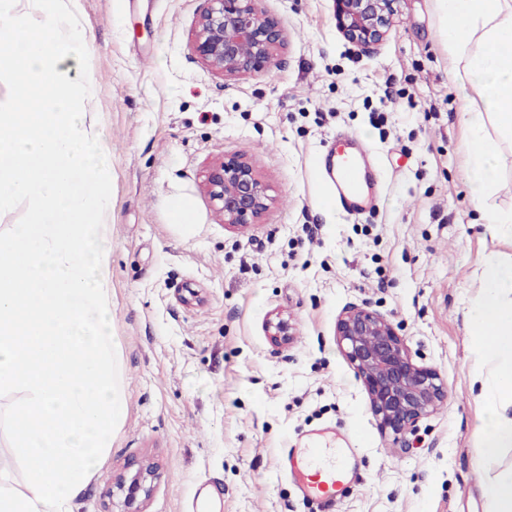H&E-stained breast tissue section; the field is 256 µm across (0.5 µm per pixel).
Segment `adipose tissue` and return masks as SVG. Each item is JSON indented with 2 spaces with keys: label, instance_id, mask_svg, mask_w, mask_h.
<instances>
[{
  "label": "adipose tissue",
  "instance_id": "1",
  "mask_svg": "<svg viewBox=\"0 0 512 512\" xmlns=\"http://www.w3.org/2000/svg\"><path fill=\"white\" fill-rule=\"evenodd\" d=\"M443 37L458 60L453 71L462 120L474 143L467 184L483 223L512 238V212L487 207L500 177V145L512 142V0H435ZM473 348L480 361L484 413L478 425L480 459L500 461L512 451V262L488 259L469 310ZM493 364L484 376L482 362Z\"/></svg>",
  "mask_w": 512,
  "mask_h": 512
}]
</instances>
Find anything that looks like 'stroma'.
<instances>
[{
    "instance_id": "obj_1",
    "label": "stroma",
    "mask_w": 512,
    "mask_h": 512,
    "mask_svg": "<svg viewBox=\"0 0 512 512\" xmlns=\"http://www.w3.org/2000/svg\"><path fill=\"white\" fill-rule=\"evenodd\" d=\"M207 0H79L92 42L88 106L112 180L105 214L111 315L125 412L76 512H122L115 479L157 476L145 512H312L281 470L284 449L357 435L362 477L339 512H485L468 304L486 259L512 239L480 223L468 195L472 144L434 0H398L365 50L332 0H260L286 43L268 68L227 78L191 46ZM348 131L376 150L379 206L325 213L315 157ZM227 154L248 158L274 202L226 228L204 187ZM185 201L190 223L171 214ZM351 306L380 313L447 396L404 441L381 432L336 338ZM288 319L289 345L265 325Z\"/></svg>"
}]
</instances>
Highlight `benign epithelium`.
<instances>
[{"label": "benign epithelium", "instance_id": "1", "mask_svg": "<svg viewBox=\"0 0 512 512\" xmlns=\"http://www.w3.org/2000/svg\"><path fill=\"white\" fill-rule=\"evenodd\" d=\"M196 21L192 49L204 65L225 77H239L275 63L285 35L278 22L267 18L259 0H208ZM336 25L349 41L362 47L380 42L393 15L395 0H333ZM205 187L224 224H253L270 207L269 187L241 155L226 154L212 163ZM277 344L290 340V326L278 317L266 323ZM336 336L347 360L362 378L373 414L382 430L402 439L416 423L432 413L446 392L437 374L413 361L393 324L367 308L350 307L336 321ZM154 476L151 465L137 464L130 475L118 477L125 492L126 512H141L138 502L148 497Z\"/></svg>", "mask_w": 512, "mask_h": 512}]
</instances>
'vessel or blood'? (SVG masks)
<instances>
[{"label": "vessel or blood", "instance_id": "b4317fda", "mask_svg": "<svg viewBox=\"0 0 512 512\" xmlns=\"http://www.w3.org/2000/svg\"><path fill=\"white\" fill-rule=\"evenodd\" d=\"M321 162L327 173L325 186L333 205L349 215L373 206L369 189L378 175L373 149L351 133L336 135L326 144ZM353 448H288L283 458L289 473L300 483L304 500L317 512H336L343 493L358 481L352 467Z\"/></svg>", "mask_w": 512, "mask_h": 512}]
</instances>
